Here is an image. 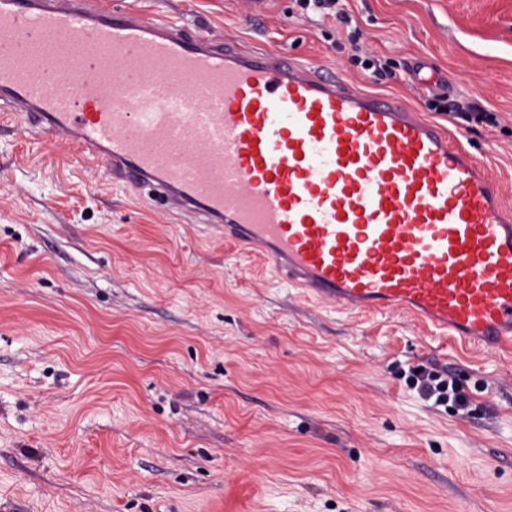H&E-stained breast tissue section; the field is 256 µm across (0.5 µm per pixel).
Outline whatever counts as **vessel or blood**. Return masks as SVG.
I'll return each mask as SVG.
<instances>
[{
  "label": "vessel or blood",
  "instance_id": "vessel-or-blood-1",
  "mask_svg": "<svg viewBox=\"0 0 512 512\" xmlns=\"http://www.w3.org/2000/svg\"><path fill=\"white\" fill-rule=\"evenodd\" d=\"M0 112L350 311L512 349V213L401 99L97 0H0Z\"/></svg>",
  "mask_w": 512,
  "mask_h": 512
}]
</instances>
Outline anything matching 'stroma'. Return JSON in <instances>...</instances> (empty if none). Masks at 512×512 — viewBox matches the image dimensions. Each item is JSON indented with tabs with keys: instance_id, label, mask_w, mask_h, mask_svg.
<instances>
[{
	"instance_id": "35a3bbf8",
	"label": "stroma",
	"mask_w": 512,
	"mask_h": 512,
	"mask_svg": "<svg viewBox=\"0 0 512 512\" xmlns=\"http://www.w3.org/2000/svg\"><path fill=\"white\" fill-rule=\"evenodd\" d=\"M402 95L512 209V0H98ZM382 64L361 65L355 44ZM449 95L496 124L435 112ZM452 371L463 419L410 367ZM0 512H512V353L311 301L261 257L0 119ZM295 2L302 11H308L309 9L320 10L323 12V16L333 17L335 20L345 24L349 22L347 13L338 7L339 0H296Z\"/></svg>"
}]
</instances>
